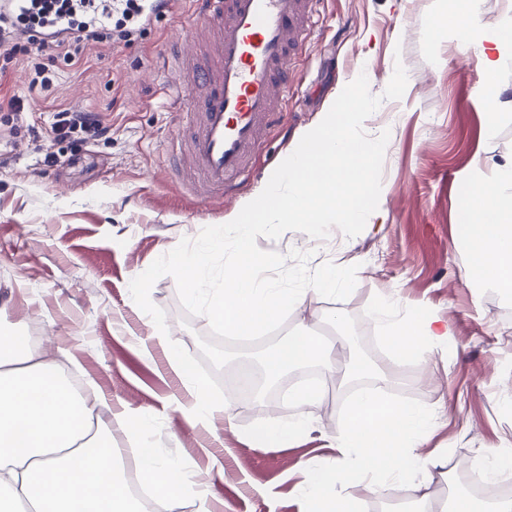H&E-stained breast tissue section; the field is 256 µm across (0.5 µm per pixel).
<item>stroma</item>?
I'll return each mask as SVG.
<instances>
[{
  "instance_id": "1",
  "label": "stroma",
  "mask_w": 512,
  "mask_h": 512,
  "mask_svg": "<svg viewBox=\"0 0 512 512\" xmlns=\"http://www.w3.org/2000/svg\"><path fill=\"white\" fill-rule=\"evenodd\" d=\"M452 8L451 0H318L303 48L288 63L281 124L253 154L250 179L209 200L172 176V145L185 117L164 88L181 75L157 67L173 42L200 26L192 0L152 16L131 42L95 44L74 65L45 47V88L33 84L23 51L0 47V97L20 103L16 112L0 109V331L18 327L42 337L48 354H75L82 363L76 378L93 380L113 402L150 409L158 455L180 459L209 482L223 512H304L300 488L311 470L352 461L336 437L359 381L338 379L328 400L306 408L305 435L281 448L255 447L242 429L278 418L279 394L297 374L266 400L237 403L235 428L224 434V466L213 467L200 451L207 433L192 431L172 402L182 387L167 372L165 353L148 358L139 350L150 327L129 283L182 238H196L256 198L359 74L382 97L395 66L403 65V97H382L363 124L368 136L390 133L380 217L352 238L319 241L290 232L256 243L284 256L309 253L312 270L327 262L358 265L346 300L308 294L286 325H308L326 343L355 331L392 375L383 388L415 393L434 410L435 430L416 452L440 458L430 493L447 501L457 492L448 469L453 458L473 461L512 442V411L502 403L512 392V302L465 279L468 257L456 245L472 221L465 190L473 158L489 170L512 157V67L488 70L478 45L460 43L451 27L437 28L438 16ZM484 84L500 87L497 100L480 95ZM62 109L99 113L112 131L55 138L53 116ZM491 117L499 133L488 140L483 130ZM49 153L51 165L44 161ZM392 291L402 308H424L449 322L447 350L405 364L388 356L371 311ZM150 297L165 311L172 336L198 354L197 338L209 336V322L184 312L174 278L158 279Z\"/></svg>"
}]
</instances>
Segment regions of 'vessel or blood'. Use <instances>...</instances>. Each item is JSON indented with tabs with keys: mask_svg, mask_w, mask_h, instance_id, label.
<instances>
[{
	"mask_svg": "<svg viewBox=\"0 0 512 512\" xmlns=\"http://www.w3.org/2000/svg\"><path fill=\"white\" fill-rule=\"evenodd\" d=\"M201 31L216 34L214 49L199 38L180 48L187 65L168 91L195 114L185 142L183 182L199 197H220L245 176L249 158L278 123L289 91L288 59L301 46L316 0H193Z\"/></svg>",
	"mask_w": 512,
	"mask_h": 512,
	"instance_id": "b4317fda",
	"label": "vessel or blood"
}]
</instances>
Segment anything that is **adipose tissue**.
I'll return each instance as SVG.
<instances>
[{
	"instance_id": "1",
	"label": "adipose tissue",
	"mask_w": 512,
	"mask_h": 512,
	"mask_svg": "<svg viewBox=\"0 0 512 512\" xmlns=\"http://www.w3.org/2000/svg\"><path fill=\"white\" fill-rule=\"evenodd\" d=\"M468 203L476 221L466 227L471 283L487 288H512V159L484 173L473 159ZM384 336L404 356L447 346L449 323L421 311H402L395 295L382 296L372 312ZM144 351H165L170 370L179 377L183 394L176 405L193 428L221 435L235 426L233 400L212 395L181 360L178 343L157 332L141 339ZM319 362L344 377L373 375L362 360L324 346L307 330L291 334L265 359L269 380L286 371ZM67 351L47 355L23 332L12 329L0 337V512H140L121 475L122 452L100 411L112 399L100 391L71 388L65 367H79ZM129 433L139 438L140 472L165 512H177L183 499L197 502L198 512H211L209 484L195 481L176 459L156 457L148 432L152 414L122 408ZM434 425L431 409L415 403L384 401L382 392L361 391L353 400L340 448L351 449L353 467L317 468L301 488L306 512H359L350 493L356 481L412 506L434 512L428 491L439 459L423 458L414 449Z\"/></svg>"
}]
</instances>
